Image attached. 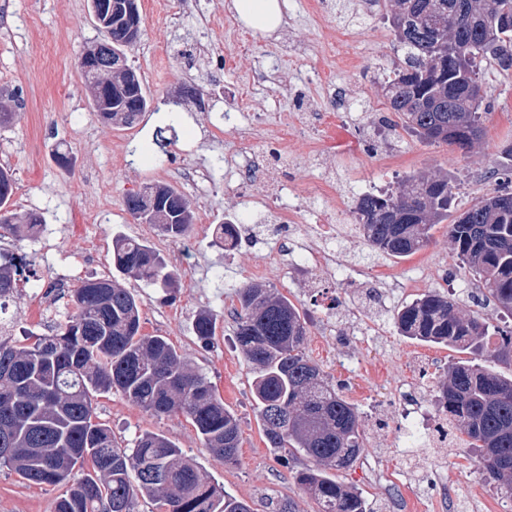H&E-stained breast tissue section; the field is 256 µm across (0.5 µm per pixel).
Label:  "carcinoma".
<instances>
[{
  "label": "carcinoma",
  "mask_w": 512,
  "mask_h": 512,
  "mask_svg": "<svg viewBox=\"0 0 512 512\" xmlns=\"http://www.w3.org/2000/svg\"><path fill=\"white\" fill-rule=\"evenodd\" d=\"M387 20L401 53L384 86L389 111L424 142L472 149L484 133L482 62L512 71V0H389ZM100 101L112 107V115L123 114L124 127L150 108L134 70L125 86L103 89L92 105ZM454 189L446 173L416 172L378 195L358 197L352 214L359 237L374 253L402 258L424 249L436 225L451 221L448 239L460 267L487 300L512 314V164L495 188L451 219ZM180 197L168 185L162 199L130 194L125 207L142 214L139 223L180 239L194 222L191 208L168 204ZM9 201L0 194V229L36 233L42 217L19 218ZM113 266L148 285L178 282L176 271L142 239L117 237ZM29 272L24 256L0 254V299ZM235 294V336L269 447L291 448L314 462L293 479L319 512H368L364 498L335 476L363 448L358 409L306 354V319L288 297L262 283L244 284ZM394 321L401 336L472 355L448 365L436 385L438 407L448 429L477 450L487 479L512 496V377L483 365L512 357V330L492 341L482 317L463 312L439 291L405 304ZM194 331L209 343L213 315L198 314ZM111 390L154 416L187 417L214 457L237 463L239 423L211 382L166 337L142 332L140 301L132 291L99 278L71 290L65 318L51 334L26 345L0 340V466L32 484L68 485L53 512H138L144 497L160 502L165 512H252L166 436L145 433L132 448L116 443L94 421V398ZM86 461L92 471L74 473Z\"/></svg>",
  "instance_id": "1"
}]
</instances>
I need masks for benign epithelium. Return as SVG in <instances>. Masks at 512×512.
<instances>
[{
	"label": "benign epithelium",
	"mask_w": 512,
	"mask_h": 512,
	"mask_svg": "<svg viewBox=\"0 0 512 512\" xmlns=\"http://www.w3.org/2000/svg\"><path fill=\"white\" fill-rule=\"evenodd\" d=\"M102 6L93 10L95 23L102 28L105 38L98 43L95 50L79 60V69L95 73L101 85L112 88L118 84L128 70L126 58L112 54V14L124 17V39L127 44L136 42L141 33L142 21L136 10L135 0H101Z\"/></svg>",
	"instance_id": "1"
}]
</instances>
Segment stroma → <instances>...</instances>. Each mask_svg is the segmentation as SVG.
<instances>
[{
    "label": "stroma",
    "instance_id": "obj_1",
    "mask_svg": "<svg viewBox=\"0 0 512 512\" xmlns=\"http://www.w3.org/2000/svg\"><path fill=\"white\" fill-rule=\"evenodd\" d=\"M284 2L282 29L267 35L242 26V49L226 33L236 17L230 0H138L142 33L125 56L154 108L127 128L98 120L80 76V57L103 37L91 20L90 0H0V88L18 99L12 122L0 127V167L15 177L11 210L45 219L33 238L0 237V251L26 256L39 273L0 300V338L22 344L28 333H50L63 319L61 290L89 277H116L138 295L143 331L165 336L216 387L239 420L242 443L238 463L224 464L203 447L186 417L153 416L113 391L98 397L96 414L115 440L129 446L143 433L164 434L253 512H277L284 502L293 512H317L291 477L308 467V459L267 447L262 438L251 375L235 336V291L250 282L251 269L275 241L272 216L248 210L266 185L237 184L224 161L267 160L281 147L283 206L299 202L307 213H331L336 250L348 272L344 279L321 269L298 276L277 266L260 278L306 316L307 355L341 383L342 395L361 413L364 448L352 467L337 472L338 481L360 492L371 512H392L398 494L409 512H427L439 472L456 491L455 512H512V498L486 480L475 450L460 438L449 437L438 448L423 439L409 446L407 430L436 417L435 385L461 354L400 336L392 315L418 296L411 283L422 278L428 290L452 294L462 311L480 314L490 325L512 328V317L469 297L477 282L460 270L447 225H437L428 246L414 255L366 264L351 214L356 196L395 187L418 171L442 168L458 177L457 211L492 190L490 173L503 164L502 146L512 144V74L482 69L490 108L485 135L470 153L423 142L401 128L388 148L366 124L367 116L388 112L383 86L396 59L384 4ZM261 70L269 81L251 86L248 104H241L242 88ZM324 70L333 71L351 99L345 116L337 115L318 78ZM175 99L174 142L163 154L153 139ZM237 111L238 127L225 125V113ZM287 113L296 121L283 141L279 128ZM59 152L68 165L56 162ZM154 184L174 186L188 201L195 221L185 238L142 231L127 212L126 196ZM231 219L239 223L241 243L219 248L214 229ZM118 236L145 238L174 268L172 297L131 276L113 275L112 241ZM42 283L56 284V292L36 296ZM202 311L216 319L207 345L193 330ZM408 387L415 397L405 418L396 391ZM65 492V486L31 484L0 468V512H52Z\"/></svg>",
    "mask_w": 512,
    "mask_h": 512
}]
</instances>
